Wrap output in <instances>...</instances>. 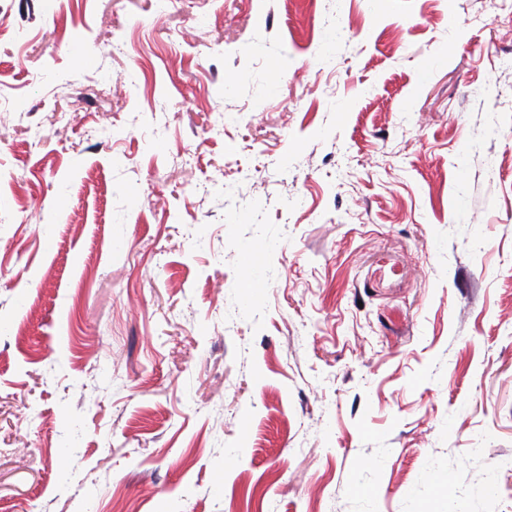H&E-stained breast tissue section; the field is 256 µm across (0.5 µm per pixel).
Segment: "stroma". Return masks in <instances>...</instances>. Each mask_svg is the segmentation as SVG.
Wrapping results in <instances>:
<instances>
[{
	"label": "stroma",
	"instance_id": "35a3bbf8",
	"mask_svg": "<svg viewBox=\"0 0 512 512\" xmlns=\"http://www.w3.org/2000/svg\"><path fill=\"white\" fill-rule=\"evenodd\" d=\"M0 82V512H512V0H0Z\"/></svg>",
	"mask_w": 512,
	"mask_h": 512
}]
</instances>
